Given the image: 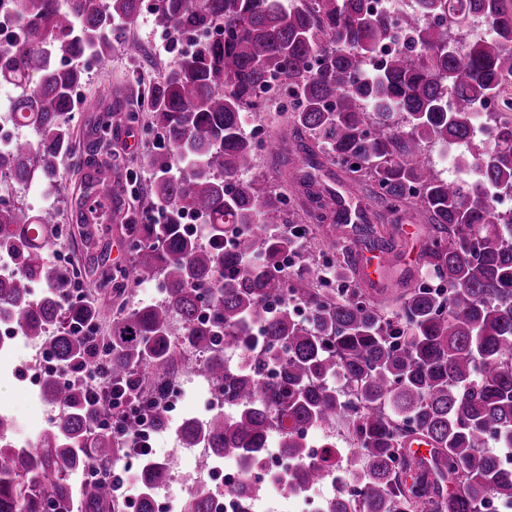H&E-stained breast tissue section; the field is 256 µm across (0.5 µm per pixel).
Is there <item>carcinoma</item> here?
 Returning <instances> with one entry per match:
<instances>
[{
  "label": "carcinoma",
  "mask_w": 512,
  "mask_h": 512,
  "mask_svg": "<svg viewBox=\"0 0 512 512\" xmlns=\"http://www.w3.org/2000/svg\"><path fill=\"white\" fill-rule=\"evenodd\" d=\"M141 3L0 0L19 24L15 42L0 48V84L17 90L15 120L36 135L11 142L5 162L16 185L57 180L75 155L78 62L117 48L136 55L125 29ZM152 15L174 38L214 35L148 89L165 149L140 166L152 173L163 222L133 225L132 262L88 283L120 295L151 278L162 293L112 320V380L163 431L162 392L181 360L231 407L186 419L182 444L251 472L272 438L286 450L288 471L269 478L289 495L336 468V443L328 458L311 461L304 431L344 421L351 446L341 480L359 488V512H481L491 498L512 508V467L495 452L512 448V213L495 207L512 191V99L502 100L512 79V3L409 0L394 18L366 0H154ZM475 18L488 35L470 37ZM399 31L409 35L407 47L370 64ZM275 75L296 107L281 113L288 146L273 155L304 187L299 206L248 177L259 154L245 118L263 110L258 93ZM492 101L502 107L487 109ZM479 125L488 137L454 162L460 176L438 175L428 148L466 144ZM320 153L365 199L354 229L366 248L395 251L398 241L380 225L424 218L420 260L441 288L405 285L379 300L304 255L308 225L345 223L339 195L315 176ZM187 209L203 238L183 233ZM57 217L0 203V254L15 267L0 278V319L74 371L67 384L56 376L43 383L61 416L37 447L9 441L13 422L0 414V512L117 508L110 483L74 480L88 455L110 468L126 448L107 433L89 434L94 412L78 370L93 348L69 325L96 321L100 310L63 302L69 276L50 259ZM287 252L301 260L294 287L276 262ZM35 282L45 288L39 298ZM300 306L308 315L297 314ZM230 351L247 356L234 364ZM415 435L433 443L429 456L406 448ZM138 473L139 512H154L153 491L167 483L169 464L146 457ZM264 485L255 476L232 490L242 512ZM214 504L198 485L187 512H214Z\"/></svg>",
  "instance_id": "carcinoma-1"
}]
</instances>
